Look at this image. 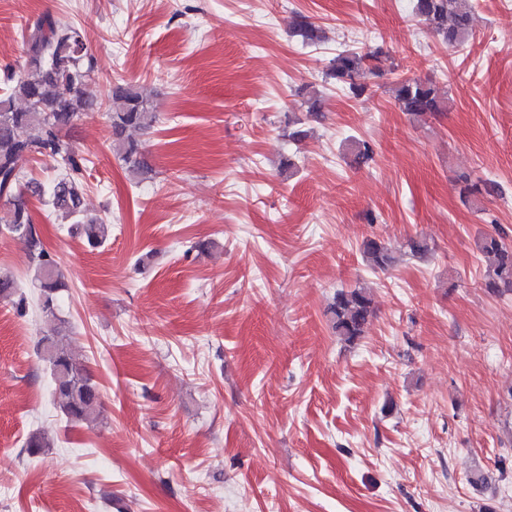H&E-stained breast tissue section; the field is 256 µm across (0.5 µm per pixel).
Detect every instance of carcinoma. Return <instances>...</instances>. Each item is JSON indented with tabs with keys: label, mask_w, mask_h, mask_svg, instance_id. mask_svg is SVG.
Wrapping results in <instances>:
<instances>
[{
	"label": "carcinoma",
	"mask_w": 512,
	"mask_h": 512,
	"mask_svg": "<svg viewBox=\"0 0 512 512\" xmlns=\"http://www.w3.org/2000/svg\"><path fill=\"white\" fill-rule=\"evenodd\" d=\"M414 12L428 29L454 47L469 41L473 33L472 0H414ZM295 31L307 44L321 41L320 29L307 17L293 18ZM25 67L18 78H9L8 93L0 96V196L8 199L6 216L0 223L29 250L37 271L42 312L56 316L57 293L64 287V276L41 246L33 223L27 192L49 194L52 207L75 219L71 232L83 236L88 245L98 248L110 241L112 225L102 218L83 220V158L66 141L64 132L73 128L81 115L94 110L97 102L84 96L82 88L96 79L97 61L89 50L84 32L79 27L62 28L55 17L46 12L23 30ZM384 52L380 49L359 53L345 50L331 62L330 72L336 82L360 98L366 86L357 81L365 70L379 71ZM392 93L402 111L424 117L447 107L435 86L417 78H400ZM112 131V148L135 171L143 165L141 145L132 133L153 127L156 114L149 98L138 88L116 84L106 94ZM34 152L61 160V177L45 188L25 186L23 163ZM352 154L357 165L372 160L373 149L363 140L353 143ZM480 251L489 262L484 288L498 294L512 291V247L493 236H486ZM363 255L375 269L386 270L396 261L386 244L368 239ZM0 299H8L21 313L27 299L19 294L16 280L0 275ZM332 328L349 343L357 341L374 314L370 295L361 288L340 289L330 306ZM40 346L46 354L58 397L57 408L70 424L96 422L101 415V397L96 383L86 368L69 350V337L58 330L44 336ZM53 441L35 430L26 439V451L38 454L50 448Z\"/></svg>",
	"instance_id": "1"
}]
</instances>
